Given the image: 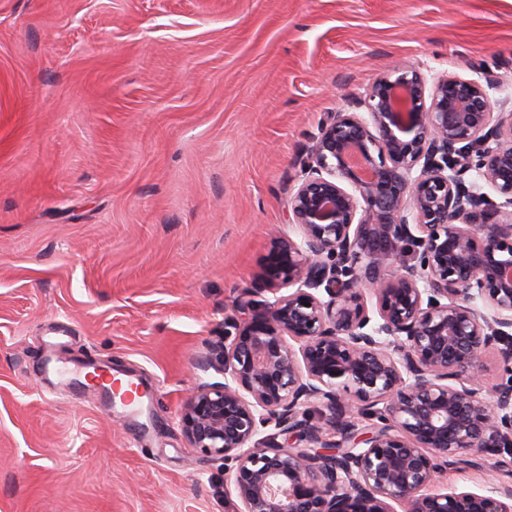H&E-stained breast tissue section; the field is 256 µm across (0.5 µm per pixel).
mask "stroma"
Here are the masks:
<instances>
[{
	"label": "stroma",
	"instance_id": "35a3bbf8",
	"mask_svg": "<svg viewBox=\"0 0 512 512\" xmlns=\"http://www.w3.org/2000/svg\"><path fill=\"white\" fill-rule=\"evenodd\" d=\"M397 61L485 64L501 111L512 0H0V512H232L184 402L325 113ZM510 485L470 454L429 490Z\"/></svg>",
	"mask_w": 512,
	"mask_h": 512
}]
</instances>
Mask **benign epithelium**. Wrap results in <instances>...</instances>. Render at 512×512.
Segmentation results:
<instances>
[{"label": "benign epithelium", "mask_w": 512, "mask_h": 512, "mask_svg": "<svg viewBox=\"0 0 512 512\" xmlns=\"http://www.w3.org/2000/svg\"><path fill=\"white\" fill-rule=\"evenodd\" d=\"M473 73L397 63L311 136L297 238L272 232L259 275L274 300L233 305L206 361L224 382L181 413L232 463L234 512H512V487L422 493L468 454L512 455V113Z\"/></svg>", "instance_id": "obj_1"}]
</instances>
